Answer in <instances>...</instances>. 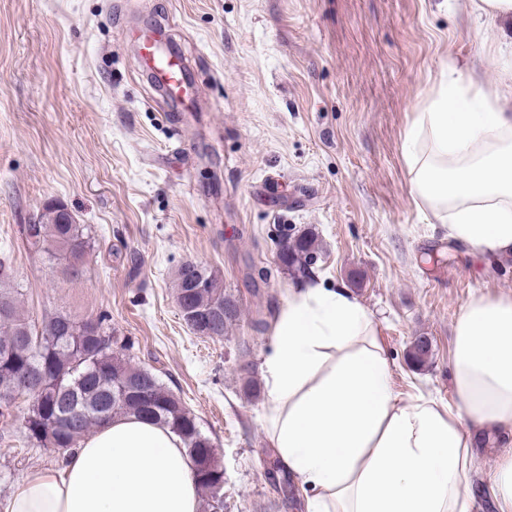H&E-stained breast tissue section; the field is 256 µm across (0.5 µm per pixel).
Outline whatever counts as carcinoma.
Here are the masks:
<instances>
[{"mask_svg":"<svg viewBox=\"0 0 512 512\" xmlns=\"http://www.w3.org/2000/svg\"><path fill=\"white\" fill-rule=\"evenodd\" d=\"M26 251L47 259L69 280L82 276L91 250L92 229L63 216L56 205L45 206L31 224L20 229ZM314 239L303 231L291 241L278 243V259L287 269L302 275L309 272ZM198 269L203 287L191 297L183 267ZM15 269L6 257L0 258V415L8 413L17 400L16 382L32 379L44 384L31 395L26 438L53 452L77 446L81 438L101 422L114 416L137 415L169 426L183 440L192 460L195 476L205 494L203 508L214 512L213 501L224 489V470L211 438L198 427L196 416L167 389L151 370L135 366L112 349L107 316L77 319L55 313L43 317L39 326L22 313ZM176 299L190 300L196 308H211L231 302L224 294V280L213 270L193 261L178 266L173 278ZM429 343L417 338L409 348L414 365L424 363ZM116 367L129 387L147 390L157 402L150 409L135 398H112V373Z\"/></svg>","mask_w":512,"mask_h":512,"instance_id":"cac0c4a2","label":"carcinoma"}]
</instances>
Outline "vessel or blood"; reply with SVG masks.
<instances>
[{
  "label": "vessel or blood",
  "instance_id": "b4317fda",
  "mask_svg": "<svg viewBox=\"0 0 512 512\" xmlns=\"http://www.w3.org/2000/svg\"><path fill=\"white\" fill-rule=\"evenodd\" d=\"M138 62L168 100L177 104L185 99L189 80V63L185 56L171 51L154 35L143 34L138 39Z\"/></svg>",
  "mask_w": 512,
  "mask_h": 512
}]
</instances>
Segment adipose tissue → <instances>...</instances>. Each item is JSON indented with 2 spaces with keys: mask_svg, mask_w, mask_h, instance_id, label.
<instances>
[{
  "mask_svg": "<svg viewBox=\"0 0 512 512\" xmlns=\"http://www.w3.org/2000/svg\"><path fill=\"white\" fill-rule=\"evenodd\" d=\"M512 72L443 80L409 128V190L455 242L512 253ZM264 361L267 428L307 512H472L475 439L512 431V296H474L454 326V404L398 401L372 314L344 287L292 290ZM182 439L134 415L26 473L0 512H199Z\"/></svg>",
  "mask_w": 512,
  "mask_h": 512,
  "instance_id": "obj_1",
  "label": "adipose tissue"
}]
</instances>
